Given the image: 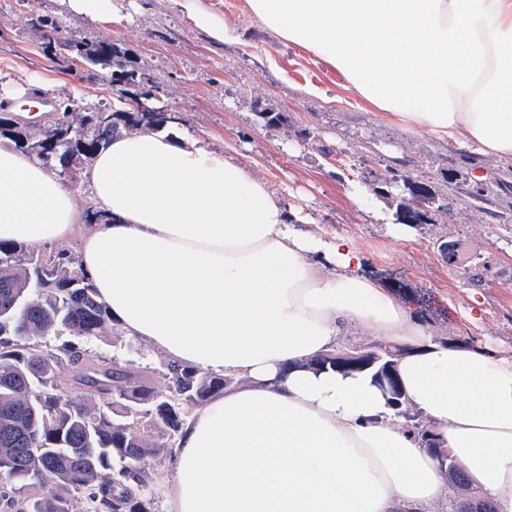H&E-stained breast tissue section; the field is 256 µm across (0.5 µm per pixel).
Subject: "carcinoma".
<instances>
[{"label": "carcinoma", "instance_id": "carcinoma-1", "mask_svg": "<svg viewBox=\"0 0 512 512\" xmlns=\"http://www.w3.org/2000/svg\"><path fill=\"white\" fill-rule=\"evenodd\" d=\"M60 53L92 69L116 67L119 82L141 87L128 112L63 101L36 131L0 113L1 139L74 183L112 136L156 131L172 116L136 111L154 99L156 86L149 74L124 69L114 45L81 41ZM117 330L77 253L0 242V476L51 486L42 497L0 494L3 512H73L76 493L85 494L82 512H151L153 466L176 446L191 410L228 381L173 364L155 379L100 359L90 342ZM61 336L68 340L49 344ZM65 361L74 387L66 398L57 384ZM86 387L106 407L85 398ZM440 460L452 486L470 487L448 454Z\"/></svg>", "mask_w": 512, "mask_h": 512}]
</instances>
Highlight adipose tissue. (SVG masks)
Wrapping results in <instances>:
<instances>
[{
  "instance_id": "ef3b65f1",
  "label": "adipose tissue",
  "mask_w": 512,
  "mask_h": 512,
  "mask_svg": "<svg viewBox=\"0 0 512 512\" xmlns=\"http://www.w3.org/2000/svg\"><path fill=\"white\" fill-rule=\"evenodd\" d=\"M255 20L413 131L512 159V0H248ZM106 224L38 159L0 146V241L78 255L126 335L235 381L178 440L163 512H428L448 486L370 371L308 369L352 326L404 353L437 443L512 512V354L432 340L349 238L193 135L116 137L85 173Z\"/></svg>"
}]
</instances>
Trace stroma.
Listing matches in <instances>:
<instances>
[{
    "mask_svg": "<svg viewBox=\"0 0 512 512\" xmlns=\"http://www.w3.org/2000/svg\"><path fill=\"white\" fill-rule=\"evenodd\" d=\"M111 19L76 16L64 0H0V86L43 79L39 94L121 106L111 69L86 71L45 48L41 21H62L86 42L119 47L123 64L149 73L160 104L178 118L177 133L235 157L312 222L310 233L347 236L367 271L405 299L433 339L493 345L512 354V162L484 156L407 130L344 89L342 77L300 47L273 37L253 19L247 0H198L239 27L237 44L213 41L196 28L180 0H113ZM308 85L319 95L305 94ZM281 113L265 124L257 108ZM428 183L438 208L430 221L394 240L369 211L395 215L404 190L379 195L390 169ZM364 206L347 197L350 180ZM454 247L459 261L449 263ZM96 354L160 373L168 359L140 340H95Z\"/></svg>",
    "mask_w": 512,
    "mask_h": 512,
    "instance_id": "obj_1",
    "label": "stroma"
}]
</instances>
